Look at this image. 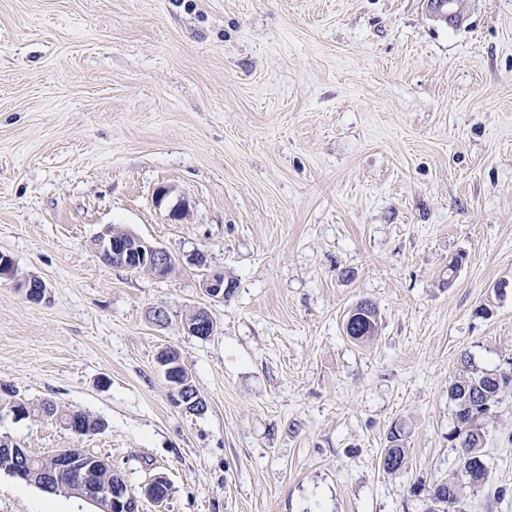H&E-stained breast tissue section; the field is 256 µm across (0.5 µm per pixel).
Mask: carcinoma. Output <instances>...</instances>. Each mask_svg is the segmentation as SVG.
<instances>
[{"label": "carcinoma", "instance_id": "1", "mask_svg": "<svg viewBox=\"0 0 512 512\" xmlns=\"http://www.w3.org/2000/svg\"><path fill=\"white\" fill-rule=\"evenodd\" d=\"M360 307L361 316L355 319L357 327L347 329L346 335L357 342H366L371 340L378 331V311L373 304L366 301L360 303ZM511 383L512 367L506 373L497 369L481 367L471 357H464L462 367L454 375L448 387L450 399L458 405V411L454 413V427L448 433V443L457 450L459 457L484 459L482 420L490 414L501 393ZM19 412L18 419L20 420L49 417L62 426L68 422L70 416L75 415L83 418V424L88 433L99 431L105 427V422L99 418H94L81 410L60 406L50 400H43L36 404L24 400ZM74 453L81 454L83 450L77 448ZM85 457L94 462V480L100 483H115L124 480L123 474L112 468V463L109 460L89 453L85 454ZM403 459L404 448L401 444V431L394 426L387 433L384 469L391 473L398 471L403 465ZM27 464L28 472L32 473L30 483L38 485L52 470L53 460L50 455L43 457L31 455L27 459ZM487 478L488 466L483 462L477 466L474 480L465 478L462 471L459 470L450 480L436 485L431 491L430 497L433 503L438 505L440 512H456L460 490L465 487H481L486 483Z\"/></svg>", "mask_w": 512, "mask_h": 512}]
</instances>
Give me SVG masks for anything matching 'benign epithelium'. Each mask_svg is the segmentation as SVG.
<instances>
[{
  "label": "benign epithelium",
  "instance_id": "obj_1",
  "mask_svg": "<svg viewBox=\"0 0 512 512\" xmlns=\"http://www.w3.org/2000/svg\"><path fill=\"white\" fill-rule=\"evenodd\" d=\"M100 242L101 249L112 253V266L116 268L133 271L146 267L152 270L154 276L158 278L167 277L173 270L175 259L166 249L153 245L132 233L128 232L126 237L115 239L109 236V231L105 229L101 232ZM17 287L23 289L26 299L34 303L42 301L47 293L46 283L37 277L24 278L18 281ZM203 288L205 294L211 298H224L226 293L224 275L207 274L203 280ZM194 313L196 314L194 322L183 324L185 332L201 338L213 335L214 321L209 311L199 307L194 310ZM159 365L163 369L165 377L170 380L173 401L177 406L193 415L206 408L203 399L198 392L194 391L192 378L181 364L180 359L166 353L161 355ZM0 446L12 456L15 462V476L20 479L25 478L26 450L11 447L6 441L0 443ZM77 464L78 458L71 451H62L57 454L54 472L50 474V477L71 473L76 469ZM82 497L105 508V512H138L137 498L129 490L118 486L103 485L92 494L88 492L82 494Z\"/></svg>",
  "mask_w": 512,
  "mask_h": 512
}]
</instances>
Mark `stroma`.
Here are the masks:
<instances>
[{"instance_id": "1", "label": "stroma", "mask_w": 512, "mask_h": 512, "mask_svg": "<svg viewBox=\"0 0 512 512\" xmlns=\"http://www.w3.org/2000/svg\"><path fill=\"white\" fill-rule=\"evenodd\" d=\"M423 2L0 0V253L48 287L0 279V383L106 423L0 435L106 458L140 512H429L460 464L449 378L512 357V0H468L458 29ZM110 224L173 272L104 263ZM195 307L209 339L183 329ZM169 347L204 414L173 403ZM483 433L458 508L512 512L511 391ZM0 512L95 508L0 473ZM359 305L361 307L362 316L355 319L356 316L348 314L345 323L348 324L349 327L355 323H357L358 326L356 328L352 326L348 328L347 331L345 328L344 329L349 338L357 342H366L371 340L378 331V311L373 304L366 301L361 302ZM194 313L196 314L194 322L190 324L185 322L183 324L185 332L195 337L198 336L197 338L212 336L214 333V321L209 311L199 307L194 310ZM401 431L396 427H391L387 433V446L384 449V469L388 472H396L403 465L404 448H402Z\"/></svg>"}]
</instances>
